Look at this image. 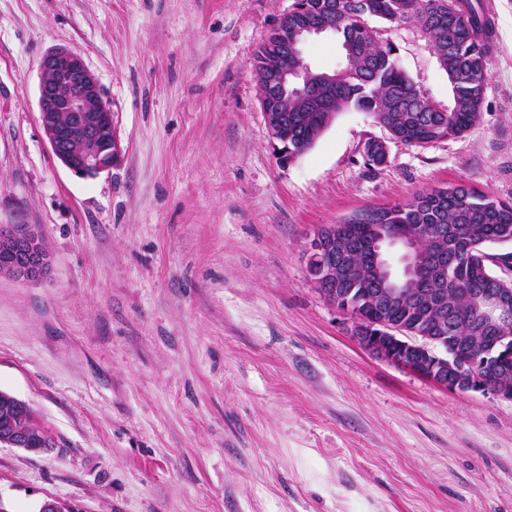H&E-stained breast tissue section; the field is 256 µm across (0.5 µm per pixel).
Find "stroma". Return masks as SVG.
<instances>
[{
  "label": "stroma",
  "instance_id": "35a3bbf8",
  "mask_svg": "<svg viewBox=\"0 0 512 512\" xmlns=\"http://www.w3.org/2000/svg\"><path fill=\"white\" fill-rule=\"evenodd\" d=\"M483 2L467 133L406 146L350 110L283 163L254 57L293 0H0V225H32L51 256L39 280L0 275V391L52 437L0 447L7 512L48 496L80 512H512V401L363 351L303 256L320 226L419 192L512 202V0ZM383 33L450 106L417 23ZM59 46L98 78L121 139L94 179L39 122L40 61ZM300 51L343 62L331 35Z\"/></svg>",
  "mask_w": 512,
  "mask_h": 512
}]
</instances>
